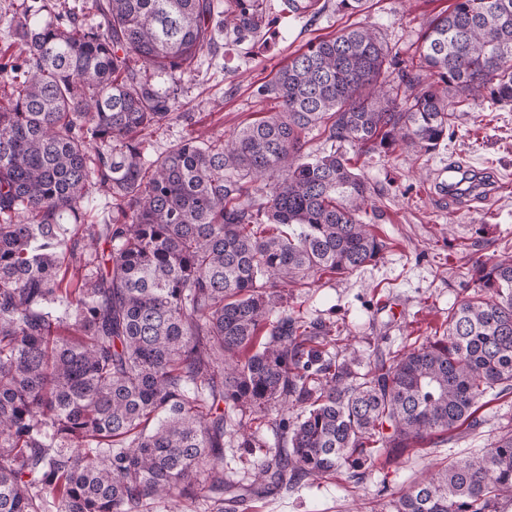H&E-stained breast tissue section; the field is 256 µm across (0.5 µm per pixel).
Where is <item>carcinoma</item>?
I'll list each match as a JSON object with an SVG mask.
<instances>
[{
	"label": "carcinoma",
	"mask_w": 512,
	"mask_h": 512,
	"mask_svg": "<svg viewBox=\"0 0 512 512\" xmlns=\"http://www.w3.org/2000/svg\"><path fill=\"white\" fill-rule=\"evenodd\" d=\"M92 8L88 25L61 0H23L8 19L21 52L0 50V512H150L175 497L237 512L338 472L362 484L378 460L478 427L479 402L512 390V255L474 261L462 276L478 288L442 333L364 373L349 345L324 355L332 326L282 310L283 291L386 249L361 218L364 177L336 150L306 151L307 136L420 157L462 106L512 104V0H454L409 60L369 25L310 41L256 90L278 111L152 160L146 136L188 118L152 75L217 55L213 0ZM268 13V0H225L224 31L242 41ZM95 192L109 224L86 223ZM227 434L259 451L247 484L224 477ZM507 505L512 426L380 512Z\"/></svg>",
	"instance_id": "obj_1"
}]
</instances>
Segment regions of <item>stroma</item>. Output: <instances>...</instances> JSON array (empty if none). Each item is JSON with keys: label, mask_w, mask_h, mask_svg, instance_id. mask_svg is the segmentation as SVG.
Returning <instances> with one entry per match:
<instances>
[{"label": "stroma", "mask_w": 512, "mask_h": 512, "mask_svg": "<svg viewBox=\"0 0 512 512\" xmlns=\"http://www.w3.org/2000/svg\"><path fill=\"white\" fill-rule=\"evenodd\" d=\"M452 0H369L365 11L347 14L329 7L316 17L283 12L271 0L275 23L257 37L238 41L223 34L216 59L204 61L193 77L161 76L162 93L177 92L191 102L187 121H174L145 143L147 158L197 135L228 136L265 116L274 99L254 97L255 84L268 79L291 54L315 38L335 35L352 24L374 26L388 47L410 59L428 22ZM345 153L374 189L363 215L387 248L382 259L343 276L325 274L311 288L287 289L288 310L310 320L345 324L361 356H369L375 337L384 349H399L407 336L443 330L449 308L465 294L464 268L476 259L512 253V105L467 107L459 112L455 133L421 159L407 155ZM455 165L478 171L489 181L485 195L460 201L441 197L438 172ZM483 424L439 447L408 449L401 466L374 471L363 484L336 477L253 500L248 512H370L380 484L398 490L434 464L462 458L489 446L512 422V392L480 411Z\"/></svg>", "instance_id": "35a3bbf8"}]
</instances>
